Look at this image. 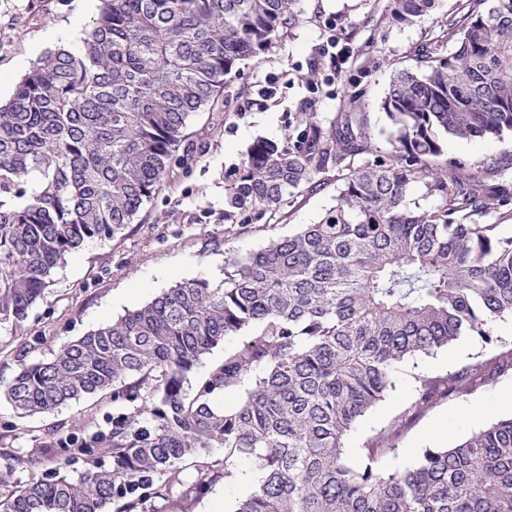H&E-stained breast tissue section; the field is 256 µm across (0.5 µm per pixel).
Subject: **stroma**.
<instances>
[{
  "label": "stroma",
  "instance_id": "obj_1",
  "mask_svg": "<svg viewBox=\"0 0 512 512\" xmlns=\"http://www.w3.org/2000/svg\"><path fill=\"white\" fill-rule=\"evenodd\" d=\"M386 3L302 0L300 22L260 56L241 61L227 78L223 99L190 119L181 148L193 153V161L173 165L161 190L122 233L87 243L57 268L23 322L0 324V379L16 371L19 350L33 361L48 359L63 343L143 306L166 288L189 280H221L228 256L257 251L292 234L298 225L319 222L336 204L340 183L335 170L291 196L277 213L244 214V226L237 230L224 222L225 188L249 146L260 139L283 143L293 116L312 109L323 120L339 112L364 113L375 147L390 150V122L381 104L394 70L414 66L418 49L441 35L449 19L464 13L467 2L438 0L430 15L410 26L389 24ZM98 8L99 0H0V100H8L33 63L57 46L59 31L80 40ZM332 34L352 48L353 56L335 82L322 87L317 105H310V94L298 81L277 84L273 96H258L266 77L306 65ZM508 151L511 136L445 141L448 158L488 165L504 162ZM492 331L493 343L466 335L447 348L403 362L393 389L347 436L348 463L360 465L363 448L395 425L401 428L396 450L378 460L386 472L412 467L424 449L451 446L484 428L487 419L512 415V370L499 368L501 354L512 349V319L495 321ZM465 366L492 370L498 377L493 384L411 413L418 376H443ZM111 412V400L91 397L51 415L18 419L1 402L0 448L18 449L32 459L29 467L13 473V481H26L48 468L38 448L48 427L60 423L90 432L104 427ZM260 477L254 464L240 462L234 479L214 485L195 512H232Z\"/></svg>",
  "mask_w": 512,
  "mask_h": 512
}]
</instances>
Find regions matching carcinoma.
I'll use <instances>...</instances> for the list:
<instances>
[{
	"label": "carcinoma",
	"instance_id": "cac0c4a2",
	"mask_svg": "<svg viewBox=\"0 0 512 512\" xmlns=\"http://www.w3.org/2000/svg\"><path fill=\"white\" fill-rule=\"evenodd\" d=\"M435 0H389L412 25ZM301 0H100L82 48L47 51L0 105V323L20 322L69 254L114 238L159 190L189 119L223 97L225 77L300 22ZM455 41L418 50L382 101L390 158L364 114L324 123L302 112L287 144L255 142L227 188L224 223L274 213L336 168V205L316 224L179 283L63 344L17 356L0 381L16 417L112 399L105 428L56 425L39 442L51 473L10 484L30 459L0 449V512H193L243 458L262 472L234 512H512V416L403 471L388 448L345 460V439L394 386L406 359L463 334L494 340L512 318V237L475 217L506 199L500 166L450 159L443 136L512 135V0L448 20ZM419 184L437 204L411 210ZM192 392L202 357L243 331ZM464 368L418 378L412 408L473 387ZM241 392L231 410L213 399Z\"/></svg>",
	"mask_w": 512,
	"mask_h": 512
}]
</instances>
